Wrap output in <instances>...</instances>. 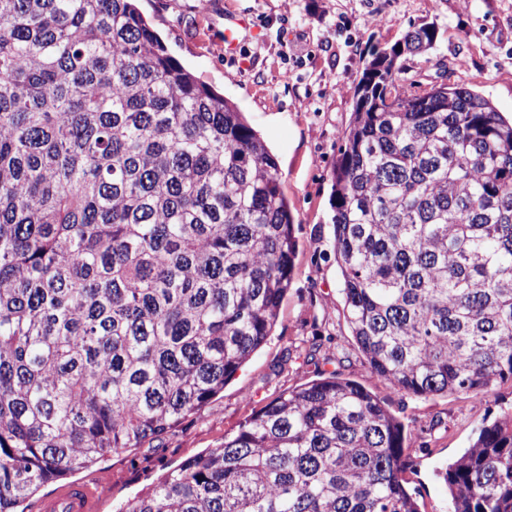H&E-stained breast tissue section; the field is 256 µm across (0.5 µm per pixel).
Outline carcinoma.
I'll use <instances>...</instances> for the list:
<instances>
[{"instance_id": "carcinoma-1", "label": "carcinoma", "mask_w": 512, "mask_h": 512, "mask_svg": "<svg viewBox=\"0 0 512 512\" xmlns=\"http://www.w3.org/2000/svg\"><path fill=\"white\" fill-rule=\"evenodd\" d=\"M432 23L406 52L434 48ZM375 50L331 176L344 315L415 396L512 379V121ZM297 249L278 163L136 0H0V512L162 437L266 344ZM405 427L337 376L285 392L127 512H420ZM512 512V411L443 473Z\"/></svg>"}]
</instances>
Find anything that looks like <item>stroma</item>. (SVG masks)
<instances>
[{
	"instance_id": "stroma-1",
	"label": "stroma",
	"mask_w": 512,
	"mask_h": 512,
	"mask_svg": "<svg viewBox=\"0 0 512 512\" xmlns=\"http://www.w3.org/2000/svg\"><path fill=\"white\" fill-rule=\"evenodd\" d=\"M169 53L234 102L275 156L292 206L298 249L292 281L267 343L198 412L162 439L77 471L107 484L97 512H125L153 481L207 449L281 393L335 374L384 399L409 439L403 477L421 512H448L439 470L476 439L485 417L512 408V380L480 397L424 398L394 389L367 366L344 318L330 207L340 132L353 111L362 61L432 23V50L403 55L407 81L422 89L459 84L512 117V0H138ZM241 22L237 46L224 40Z\"/></svg>"
}]
</instances>
